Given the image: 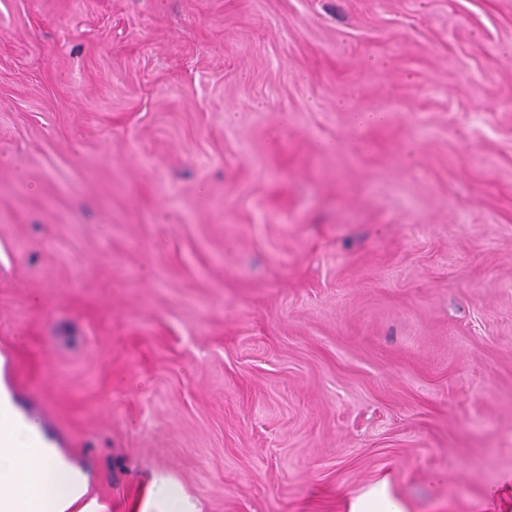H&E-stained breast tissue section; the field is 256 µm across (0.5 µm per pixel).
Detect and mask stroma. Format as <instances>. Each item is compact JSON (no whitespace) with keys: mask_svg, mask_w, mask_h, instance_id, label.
Wrapping results in <instances>:
<instances>
[{"mask_svg":"<svg viewBox=\"0 0 512 512\" xmlns=\"http://www.w3.org/2000/svg\"><path fill=\"white\" fill-rule=\"evenodd\" d=\"M8 352L104 512H512V0H0ZM127 512H200L196 503L164 473H153ZM348 512H404L385 491L365 493L350 502Z\"/></svg>","mask_w":512,"mask_h":512,"instance_id":"35a3bbf8","label":"stroma"}]
</instances>
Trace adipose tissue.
<instances>
[{
    "instance_id": "obj_1",
    "label": "adipose tissue",
    "mask_w": 512,
    "mask_h": 512,
    "mask_svg": "<svg viewBox=\"0 0 512 512\" xmlns=\"http://www.w3.org/2000/svg\"><path fill=\"white\" fill-rule=\"evenodd\" d=\"M23 428L37 445L0 455V512H95L93 503L82 500L86 476L59 456L37 420L25 419ZM128 512L200 510L170 476L154 473Z\"/></svg>"
}]
</instances>
